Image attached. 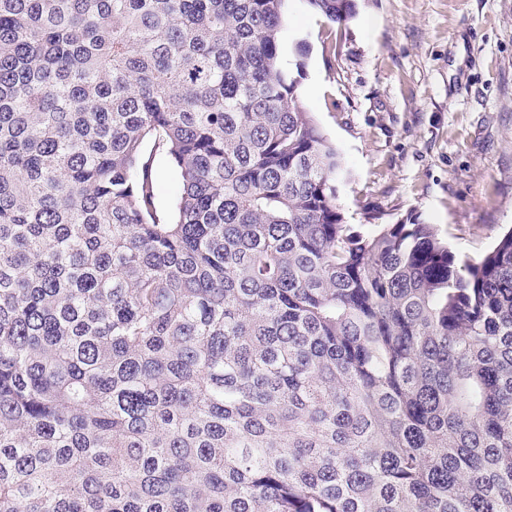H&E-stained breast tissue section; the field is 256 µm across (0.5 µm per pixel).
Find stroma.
Returning a JSON list of instances; mask_svg holds the SVG:
<instances>
[{
    "label": "stroma",
    "instance_id": "stroma-1",
    "mask_svg": "<svg viewBox=\"0 0 512 512\" xmlns=\"http://www.w3.org/2000/svg\"><path fill=\"white\" fill-rule=\"evenodd\" d=\"M289 0L283 63L339 152L351 224L435 225L462 258L512 227V0ZM310 9L331 24L344 25L355 15L354 0H306Z\"/></svg>",
    "mask_w": 512,
    "mask_h": 512
}]
</instances>
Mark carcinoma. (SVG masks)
Returning a JSON list of instances; mask_svg holds the SVG:
<instances>
[{"instance_id": "1", "label": "carcinoma", "mask_w": 512, "mask_h": 512, "mask_svg": "<svg viewBox=\"0 0 512 512\" xmlns=\"http://www.w3.org/2000/svg\"><path fill=\"white\" fill-rule=\"evenodd\" d=\"M286 2L0 0V512H512V230L346 222ZM156 184L157 206L159 210L168 212L175 201L178 182L176 173L162 159L158 160L156 165Z\"/></svg>"}]
</instances>
